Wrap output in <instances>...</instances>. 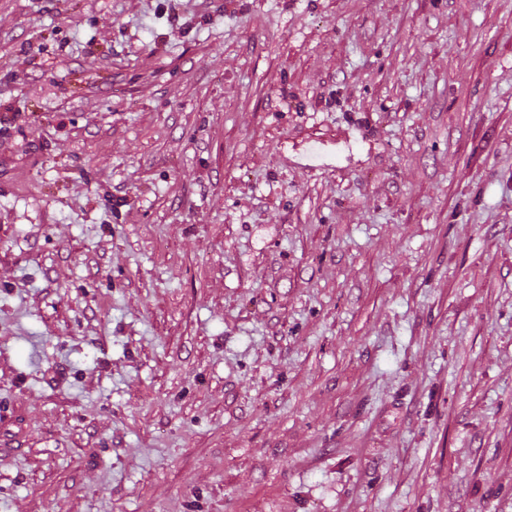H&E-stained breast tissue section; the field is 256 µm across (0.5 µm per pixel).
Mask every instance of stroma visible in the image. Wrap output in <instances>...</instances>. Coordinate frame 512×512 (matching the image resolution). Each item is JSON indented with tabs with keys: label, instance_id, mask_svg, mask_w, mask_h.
<instances>
[{
	"label": "stroma",
	"instance_id": "35a3bbf8",
	"mask_svg": "<svg viewBox=\"0 0 512 512\" xmlns=\"http://www.w3.org/2000/svg\"><path fill=\"white\" fill-rule=\"evenodd\" d=\"M0 512H512V0H0Z\"/></svg>",
	"mask_w": 512,
	"mask_h": 512
}]
</instances>
